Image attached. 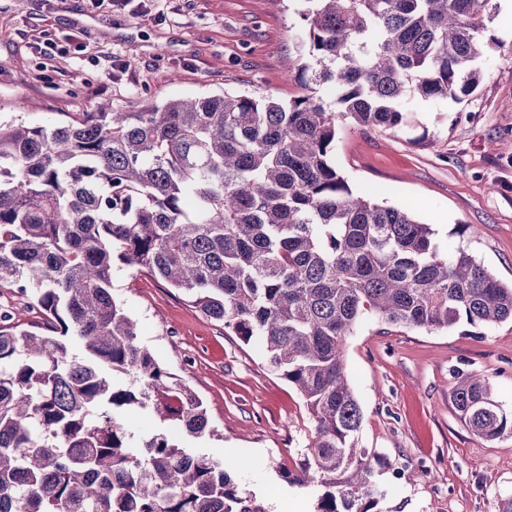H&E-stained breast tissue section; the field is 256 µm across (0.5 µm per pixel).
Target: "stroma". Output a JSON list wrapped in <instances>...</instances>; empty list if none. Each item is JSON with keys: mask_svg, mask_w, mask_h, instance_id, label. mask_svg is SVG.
I'll list each match as a JSON object with an SVG mask.
<instances>
[{"mask_svg": "<svg viewBox=\"0 0 512 512\" xmlns=\"http://www.w3.org/2000/svg\"><path fill=\"white\" fill-rule=\"evenodd\" d=\"M493 44L477 91L459 102L412 100L403 134L344 121L335 160L352 190L407 206L442 250L469 249L512 283V0H493ZM302 0H0V119L66 120L100 102L137 111L189 95L297 91ZM114 293L139 339L203 400L215 437L192 451L223 462L243 494L277 512L289 499L315 512L297 483L313 425L297 389L181 293L146 274L114 273ZM363 409L381 512H495L512 497V436L474 435L451 401L454 372L488 377L512 411V321L443 331L369 319L344 352Z\"/></svg>", "mask_w": 512, "mask_h": 512, "instance_id": "obj_1", "label": "stroma"}]
</instances>
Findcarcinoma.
I'll return each mask as SVG.
<instances>
[{
    "instance_id": "carcinoma-1",
    "label": "carcinoma",
    "mask_w": 512,
    "mask_h": 512,
    "mask_svg": "<svg viewBox=\"0 0 512 512\" xmlns=\"http://www.w3.org/2000/svg\"><path fill=\"white\" fill-rule=\"evenodd\" d=\"M306 2L286 101L225 93L0 121V289L30 296L45 324L0 312V512H266L189 451L214 436L207 409L139 341L117 268L257 342L300 392L314 436L296 481L321 489L315 512H377L385 497L344 364L361 321L433 332L512 320V285L465 249L441 253L409 210L353 192L333 158L348 118L405 132L410 98L476 91L490 0ZM455 379L475 435H512L487 379ZM129 406L183 436L135 438Z\"/></svg>"
}]
</instances>
